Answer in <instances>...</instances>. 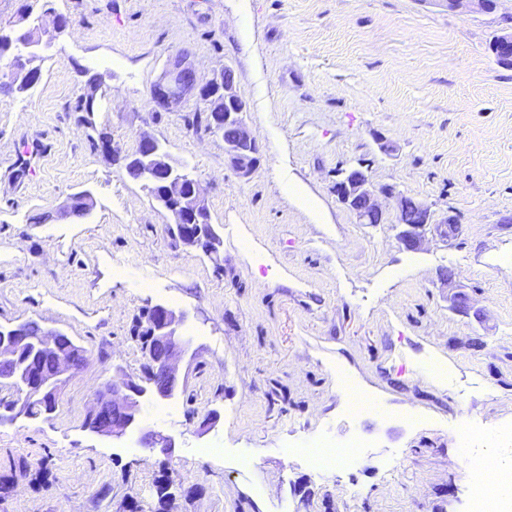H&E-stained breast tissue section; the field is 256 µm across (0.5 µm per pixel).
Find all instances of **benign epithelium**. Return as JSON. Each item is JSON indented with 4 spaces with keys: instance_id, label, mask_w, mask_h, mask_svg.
Segmentation results:
<instances>
[{
    "instance_id": "7a95c632",
    "label": "benign epithelium",
    "mask_w": 512,
    "mask_h": 512,
    "mask_svg": "<svg viewBox=\"0 0 512 512\" xmlns=\"http://www.w3.org/2000/svg\"><path fill=\"white\" fill-rule=\"evenodd\" d=\"M450 11L463 7L472 12L491 13L497 8V0H441ZM53 31L41 28L38 36V51L43 53L53 45V33L60 32L68 24L64 17L51 15ZM497 58L512 64V30H501L493 40ZM37 55L28 54L20 59V66L13 69L10 82L0 86V96L9 97L8 91L16 83L36 71L33 61ZM224 93V111L213 113L216 126L231 125L236 131L234 142L224 145L228 164L235 172L248 178L258 162L256 135L246 120V102L235 90V77L231 67L225 66L208 75L200 74L189 60L187 51L182 50L171 56L159 80L153 85L151 95L155 108L174 111L193 99L207 109L212 93ZM137 156L146 160L140 181L154 200L168 210L173 217L170 227L175 239L186 246L196 247L204 243L214 251L222 245L219 234L210 221V215L201 196L197 179L184 178L177 166L171 164L163 146L155 138L142 135L137 144ZM336 194L347 205L358 200L354 208L360 223L368 224L372 219L384 222V213L378 203V196L396 197L397 224L402 227L398 240L405 248L416 250L421 247L427 230L432 226L430 210L421 206L422 216L414 224L404 220L403 197L394 195L390 189L376 187L368 175L359 169L350 171L345 178L336 182ZM148 333L145 344L147 375L134 379L120 366L113 367L112 380L99 391L90 406L84 428L88 432L120 439L129 434H138L140 447L152 452L157 448H172V440L141 424V408L146 400H169L175 397L181 381L178 361L189 348V342L182 334L187 315L183 311L157 303L147 308ZM61 333L46 328L42 336L32 343L19 330H0V380L11 383L17 398L0 413V423H14L19 418H35L32 406H43V416L50 415L49 406L58 401L68 374L75 370L77 351L59 349ZM30 348L55 361L54 372L50 375L27 372L20 359L21 352Z\"/></svg>"
}]
</instances>
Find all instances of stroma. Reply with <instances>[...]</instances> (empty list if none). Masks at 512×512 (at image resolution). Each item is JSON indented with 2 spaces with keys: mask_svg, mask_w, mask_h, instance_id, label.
<instances>
[{
  "mask_svg": "<svg viewBox=\"0 0 512 512\" xmlns=\"http://www.w3.org/2000/svg\"><path fill=\"white\" fill-rule=\"evenodd\" d=\"M55 8L71 27L41 82L0 99V326L59 329L88 362L50 418L0 424V512H156L167 472L169 512H471L483 460L512 470V68L488 50L512 0L492 13L442 0ZM180 50L200 73L233 69L259 147L250 178L196 130V102L154 108ZM91 74L105 102L88 126L75 107ZM102 130L112 154L94 146ZM143 134L198 180L218 255L176 243L169 213L113 162ZM359 163L457 234L410 251L396 225L360 223L334 192ZM83 191L89 214H67ZM43 212L53 220L32 223ZM157 303L187 312L190 349L182 391L142 409L172 439L149 453L84 421L114 365L140 376L132 327ZM317 437L362 447L321 471L303 452Z\"/></svg>",
  "mask_w": 512,
  "mask_h": 512,
  "instance_id": "obj_1",
  "label": "stroma"
}]
</instances>
